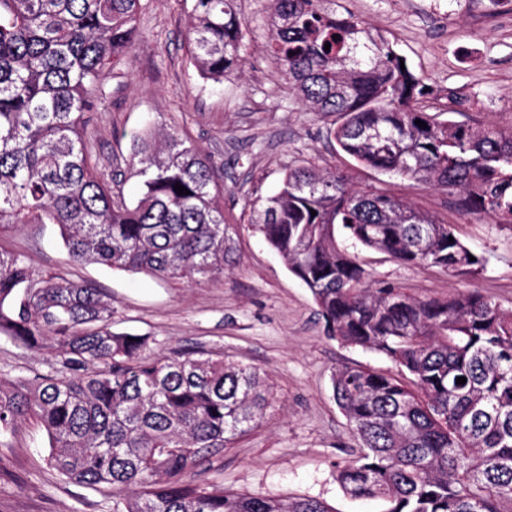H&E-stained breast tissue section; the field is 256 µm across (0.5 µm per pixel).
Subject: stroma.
<instances>
[{
	"label": "stroma",
	"instance_id": "35a3bbf8",
	"mask_svg": "<svg viewBox=\"0 0 512 512\" xmlns=\"http://www.w3.org/2000/svg\"><path fill=\"white\" fill-rule=\"evenodd\" d=\"M335 0V9L385 37L433 93L426 112L474 127L512 125V18L480 14L476 0ZM141 38L125 66L108 79L86 115L99 169H124L132 136L177 125L210 157L224 186V221L231 226L234 265L215 284H189L94 263L70 262L52 224L0 231V250L25 257L35 274L99 288L112 303V330L146 336L153 355L204 351L259 371L270 388L262 422L220 455L188 474L198 484L257 497H313L334 512H389L383 499L343 492L337 466L356 458L360 443L333 398L331 376L360 365L392 377L384 356L326 336L317 305L250 224L254 200L275 193L292 168L313 163L343 170L360 189L392 193L445 218L460 240L484 257L460 275L356 248L370 279L386 280L418 298L476 290L512 309V231L462 211L445 191L359 165L330 134L335 119L304 111L289 94L267 52L271 0H240L248 22L241 73L216 84L203 80L187 53L189 7L184 0H143ZM469 44L470 59L459 47ZM57 357L0 335V382L50 375ZM48 438L34 422L19 424L0 445V512H112V492L62 482L46 463Z\"/></svg>",
	"mask_w": 512,
	"mask_h": 512
}]
</instances>
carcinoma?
I'll return each instance as SVG.
<instances>
[{
  "label": "carcinoma",
  "mask_w": 512,
  "mask_h": 512,
  "mask_svg": "<svg viewBox=\"0 0 512 512\" xmlns=\"http://www.w3.org/2000/svg\"><path fill=\"white\" fill-rule=\"evenodd\" d=\"M237 2L190 0L189 53L215 83L242 65ZM322 2L273 0L268 50L298 102L341 118L330 134L359 164L445 190L463 211L512 229V125L421 110L431 92L388 40ZM142 9V0H0V229L55 224L74 262L214 281L233 247L209 156L175 130L135 134L127 166L141 197L131 203L88 148L85 113L138 41ZM251 224L310 290L327 335L412 376L407 385L360 366L334 371V398L362 444L338 471L342 490L385 498L389 512H512V309L476 291L421 299L368 282L347 245L461 274L482 258L470 260L447 222L310 163L254 202ZM111 319L95 289L36 275L0 251V335L62 363L54 375L0 384V441L34 421L62 480L123 492L112 512H333L317 498L188 482L201 456L264 418V381L205 352L147 355L148 338L112 333Z\"/></svg>",
  "instance_id": "obj_1"
}]
</instances>
